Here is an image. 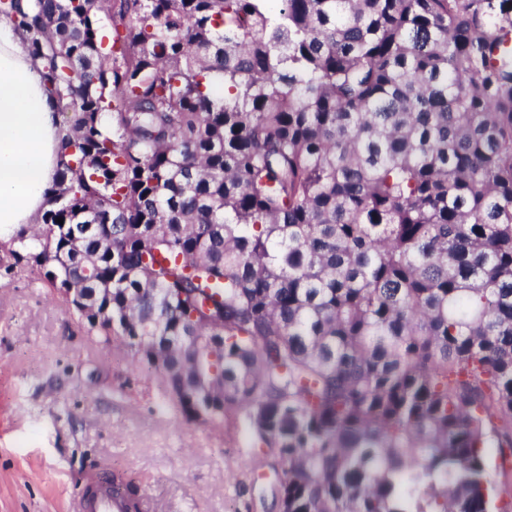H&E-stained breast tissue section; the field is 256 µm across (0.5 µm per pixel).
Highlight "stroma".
Here are the masks:
<instances>
[{"label":"stroma","instance_id":"stroma-1","mask_svg":"<svg viewBox=\"0 0 512 512\" xmlns=\"http://www.w3.org/2000/svg\"><path fill=\"white\" fill-rule=\"evenodd\" d=\"M165 512H280L282 470L244 413L189 419L159 367L106 346L45 288L0 259V512H71L97 468Z\"/></svg>","mask_w":512,"mask_h":512}]
</instances>
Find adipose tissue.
Masks as SVG:
<instances>
[{"instance_id": "1", "label": "adipose tissue", "mask_w": 512, "mask_h": 512, "mask_svg": "<svg viewBox=\"0 0 512 512\" xmlns=\"http://www.w3.org/2000/svg\"><path fill=\"white\" fill-rule=\"evenodd\" d=\"M59 111L12 19L0 14V239L35 223L61 158Z\"/></svg>"}]
</instances>
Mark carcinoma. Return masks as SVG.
Masks as SVG:
<instances>
[{"label":"carcinoma","instance_id":"obj_1","mask_svg":"<svg viewBox=\"0 0 512 512\" xmlns=\"http://www.w3.org/2000/svg\"><path fill=\"white\" fill-rule=\"evenodd\" d=\"M96 9L0 8L65 132L14 264L246 410L281 512H503L512 0H113L108 57ZM490 452L489 472L497 488L498 498L503 502H512V464L510 470V464L507 463L505 466L506 471L503 472L495 448H492Z\"/></svg>","mask_w":512,"mask_h":512}]
</instances>
